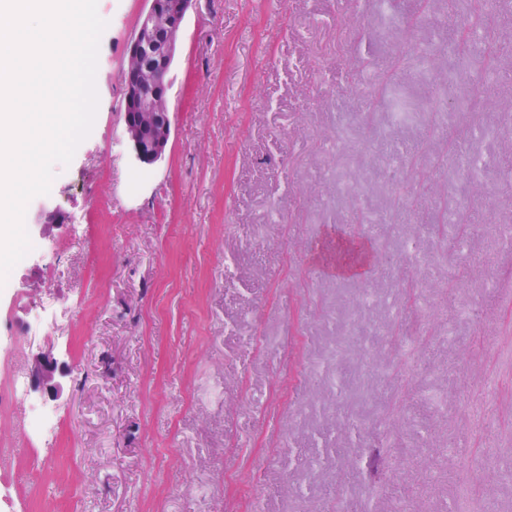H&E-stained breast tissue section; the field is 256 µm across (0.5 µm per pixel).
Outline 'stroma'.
<instances>
[{
  "label": "stroma",
  "instance_id": "stroma-1",
  "mask_svg": "<svg viewBox=\"0 0 512 512\" xmlns=\"http://www.w3.org/2000/svg\"><path fill=\"white\" fill-rule=\"evenodd\" d=\"M146 5L98 0L93 129L31 201L67 278L36 260L0 286V336L44 296L75 306L20 343L70 372L59 443L0 474V512H512V55L471 112L446 50L467 0H193L143 168L120 70ZM461 132L479 177L429 162ZM449 198L467 236L427 235ZM330 234L393 261L337 276Z\"/></svg>",
  "mask_w": 512,
  "mask_h": 512
}]
</instances>
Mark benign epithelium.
Returning <instances> with one entry per match:
<instances>
[{
  "mask_svg": "<svg viewBox=\"0 0 512 512\" xmlns=\"http://www.w3.org/2000/svg\"><path fill=\"white\" fill-rule=\"evenodd\" d=\"M192 0H148L133 37L125 49L120 71L123 85V132L135 160L152 166L164 156L172 135L168 106V75ZM32 387L58 400L64 387L56 380L67 375L64 363L49 352L33 356Z\"/></svg>",
  "mask_w": 512,
  "mask_h": 512,
  "instance_id": "1",
  "label": "benign epithelium"
}]
</instances>
